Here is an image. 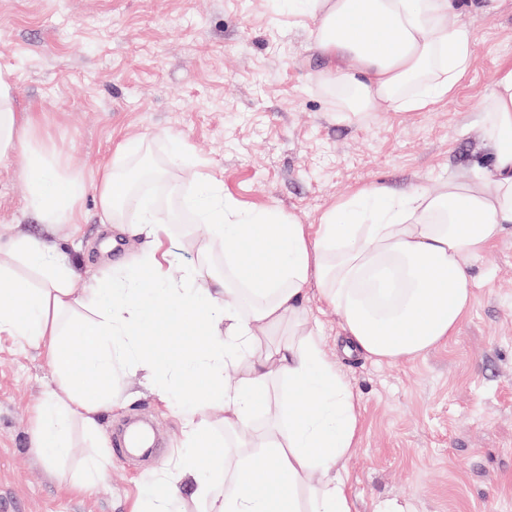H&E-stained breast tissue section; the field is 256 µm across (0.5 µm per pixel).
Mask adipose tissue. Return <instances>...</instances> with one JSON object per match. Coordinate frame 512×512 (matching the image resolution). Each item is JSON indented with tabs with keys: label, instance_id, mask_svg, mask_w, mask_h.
<instances>
[{
	"label": "adipose tissue",
	"instance_id": "obj_1",
	"mask_svg": "<svg viewBox=\"0 0 512 512\" xmlns=\"http://www.w3.org/2000/svg\"><path fill=\"white\" fill-rule=\"evenodd\" d=\"M309 27L325 69L318 79L345 92L366 115L376 105L422 110L451 95L468 72L474 38L457 17L487 13L494 0H284ZM12 73L0 72V160L22 151L27 205L42 223L78 225L86 191L102 223L147 239L121 275L77 289L65 251L46 238L19 235L0 245V335L45 347L57 388L39 408L34 448L59 463L71 452V429L96 434L112 404V385L141 374L173 405L186 454L172 481H151L141 512H178L181 485L208 512H352L341 474L360 430L358 401L306 318L310 286L336 310L345 357L413 359L444 344L472 299L469 268L512 225V67L501 71L482 109L492 152L477 175L395 194L382 184L339 200L314 231L275 207L242 210L220 180L198 173L181 211L224 246V272L191 269L172 279L176 255L152 244L166 227L160 210L138 196L134 173L105 169L94 187L71 171L40 136L33 113L17 111ZM137 223H126V207ZM151 282H143V271ZM195 340L178 351L145 350L149 336ZM234 366L233 382L224 371ZM287 384L295 406L256 428L252 415L270 391ZM219 412L239 452L224 484L199 465L214 447L202 410Z\"/></svg>",
	"mask_w": 512,
	"mask_h": 512
}]
</instances>
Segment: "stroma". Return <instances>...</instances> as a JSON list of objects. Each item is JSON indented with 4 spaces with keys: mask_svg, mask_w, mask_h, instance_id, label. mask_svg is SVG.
<instances>
[{
    "mask_svg": "<svg viewBox=\"0 0 512 512\" xmlns=\"http://www.w3.org/2000/svg\"><path fill=\"white\" fill-rule=\"evenodd\" d=\"M496 4L462 17L476 37L471 68L452 96L418 112L346 110L335 88L316 81L325 63L280 0H0V69L13 73L40 135L87 183L103 165L129 169L125 140L144 138L149 160L161 162L175 137L180 163L143 189L160 211L212 170L241 209L275 207L314 224L371 183L401 192L489 163L481 109L512 67V0ZM22 162L18 151L0 162V238L21 229L61 240L81 286L120 273L139 238L100 223L91 193L76 237L40 223L27 209ZM205 237L190 216L169 223L162 246L179 255L174 276L204 259L223 266L222 244L201 254ZM471 275V307L447 343L409 360L343 362L361 414L342 469L354 512L386 501L405 512H512L511 230ZM309 298L311 325L336 356L340 318L317 289ZM54 388L44 349L0 337V503L6 512H133L144 484L171 475L183 453L174 408L129 376L99 414V437L75 429L71 456L54 466L32 446L37 409ZM130 390L138 397L129 403ZM135 415L162 436L161 457L147 464L110 452L106 479L76 487L98 439Z\"/></svg>",
    "mask_w": 512,
    "mask_h": 512,
    "instance_id": "1",
    "label": "stroma"
}]
</instances>
